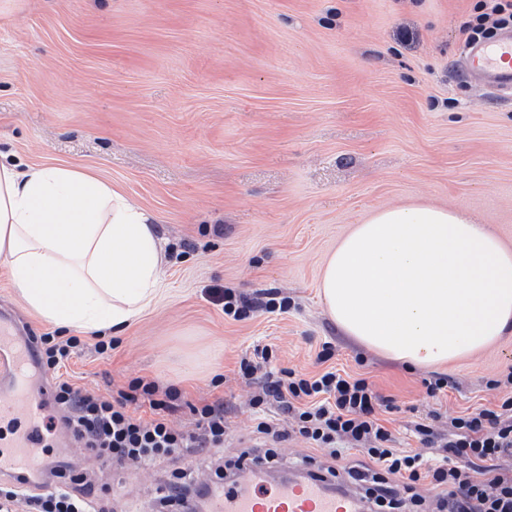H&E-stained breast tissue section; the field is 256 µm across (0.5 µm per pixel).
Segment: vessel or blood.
Listing matches in <instances>:
<instances>
[{
  "instance_id": "obj_1",
  "label": "vessel or blood",
  "mask_w": 512,
  "mask_h": 512,
  "mask_svg": "<svg viewBox=\"0 0 512 512\" xmlns=\"http://www.w3.org/2000/svg\"><path fill=\"white\" fill-rule=\"evenodd\" d=\"M463 71L476 86L493 91H512V30L494 40L467 47ZM51 377L19 387L9 370L0 371V420H20L23 431L0 437V472L34 465L41 448L43 407L41 391ZM240 488L225 489L212 500L211 512H360L358 499L326 486L315 476L295 477L272 487L255 484L253 469L242 470Z\"/></svg>"
}]
</instances>
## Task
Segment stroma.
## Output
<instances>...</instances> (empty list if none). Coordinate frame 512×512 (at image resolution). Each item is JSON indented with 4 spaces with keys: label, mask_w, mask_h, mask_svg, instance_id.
Wrapping results in <instances>:
<instances>
[{
    "label": "stroma",
    "mask_w": 512,
    "mask_h": 512,
    "mask_svg": "<svg viewBox=\"0 0 512 512\" xmlns=\"http://www.w3.org/2000/svg\"><path fill=\"white\" fill-rule=\"evenodd\" d=\"M478 0H0V156L85 168L156 217L163 292L99 354L81 333L65 379L112 396L135 379L191 406L223 400V447L196 458L206 482L266 449L238 375L254 346L276 365L367 378L396 408L397 448L416 421L493 406L512 333L462 360L409 369L344 336L319 295L340 238L372 210L430 203L468 211L512 246V93L461 74L462 28ZM288 307L244 319L225 289ZM17 335H60L28 313L0 266V310ZM447 387L429 397L426 380ZM120 512H179L160 496L176 463L113 472L67 449Z\"/></svg>",
    "instance_id": "stroma-1"
}]
</instances>
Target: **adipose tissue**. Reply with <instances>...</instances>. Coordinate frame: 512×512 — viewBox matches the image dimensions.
I'll use <instances>...</instances> for the list:
<instances>
[{
	"label": "adipose tissue",
	"mask_w": 512,
	"mask_h": 512,
	"mask_svg": "<svg viewBox=\"0 0 512 512\" xmlns=\"http://www.w3.org/2000/svg\"><path fill=\"white\" fill-rule=\"evenodd\" d=\"M0 262L22 304L101 336L148 311L167 264L154 216L72 166L0 162ZM326 310L357 343L417 366L512 331V248L460 209H375L327 257Z\"/></svg>",
	"instance_id": "ef3b65f1"
}]
</instances>
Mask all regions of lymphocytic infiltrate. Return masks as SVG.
I'll use <instances>...</instances> for the list:
<instances>
[{
  "label": "lymphocytic infiltrate",
  "instance_id": "obj_1",
  "mask_svg": "<svg viewBox=\"0 0 512 512\" xmlns=\"http://www.w3.org/2000/svg\"><path fill=\"white\" fill-rule=\"evenodd\" d=\"M512 26V0H480L478 13L464 28L465 44L491 38ZM37 372L65 366L80 345L78 337L56 340L46 334L33 337ZM271 347L255 348L241 358L238 373L249 380L264 373L266 380L250 405L255 430L274 440L302 438L329 459L354 451L363 463L350 467L349 478L365 488L366 512H512V381L498 387L492 408L454 417L447 431L429 421L416 423L414 433L422 452L396 448L382 413L393 411L394 400L378 393L367 379L330 368L306 376L294 370H272ZM55 404L66 414L79 446L101 462L118 468L152 465L206 453L224 445V403L192 406L195 427H173L166 417L180 401V391L157 382L134 381L129 391L104 397L82 390L66 380H55ZM149 404L155 416L143 420L129 412L130 404ZM277 405L280 418L266 414ZM434 456H425V449ZM431 485L425 496L420 486ZM109 512L108 500L91 484L80 482L69 460L53 458L39 473H15L0 485V512Z\"/></svg>",
  "mask_w": 512,
  "mask_h": 512
}]
</instances>
